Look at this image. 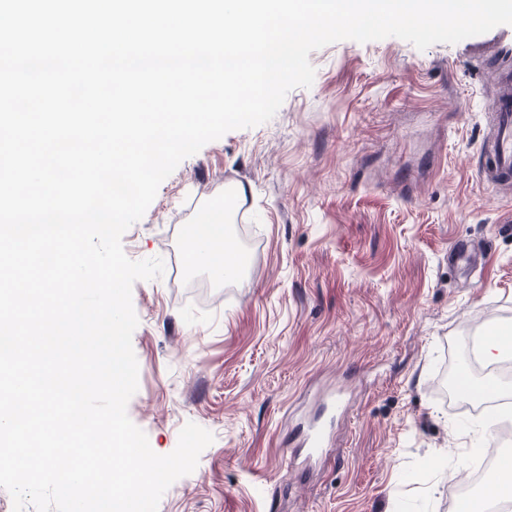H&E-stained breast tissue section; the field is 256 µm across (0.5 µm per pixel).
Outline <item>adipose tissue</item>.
<instances>
[{"mask_svg": "<svg viewBox=\"0 0 512 512\" xmlns=\"http://www.w3.org/2000/svg\"><path fill=\"white\" fill-rule=\"evenodd\" d=\"M225 221L223 209L209 210L197 231L188 256L194 264L229 278L235 274V260L231 255V245L224 234Z\"/></svg>", "mask_w": 512, "mask_h": 512, "instance_id": "1", "label": "adipose tissue"}]
</instances>
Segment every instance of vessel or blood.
<instances>
[{"instance_id":"b4317fda","label":"vessel or blood","mask_w":512,"mask_h":512,"mask_svg":"<svg viewBox=\"0 0 512 512\" xmlns=\"http://www.w3.org/2000/svg\"><path fill=\"white\" fill-rule=\"evenodd\" d=\"M459 53L486 60L498 79V89L490 106L493 128L484 142L482 177L492 187L512 183V25H502L476 40L461 44Z\"/></svg>"}]
</instances>
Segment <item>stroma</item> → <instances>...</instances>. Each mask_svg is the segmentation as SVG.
<instances>
[{"label": "stroma", "mask_w": 512, "mask_h": 512, "mask_svg": "<svg viewBox=\"0 0 512 512\" xmlns=\"http://www.w3.org/2000/svg\"><path fill=\"white\" fill-rule=\"evenodd\" d=\"M309 59L311 87L184 159L122 238L165 264L132 289L128 416L160 455L186 423L214 436L157 512H456L450 483L496 440L441 390L472 329L512 324V187L481 178L491 87L446 43ZM229 183L248 261L221 283L186 231ZM461 241L472 258L449 265ZM339 384L341 411L318 398ZM312 422L329 446L294 465Z\"/></svg>", "instance_id": "1"}]
</instances>
